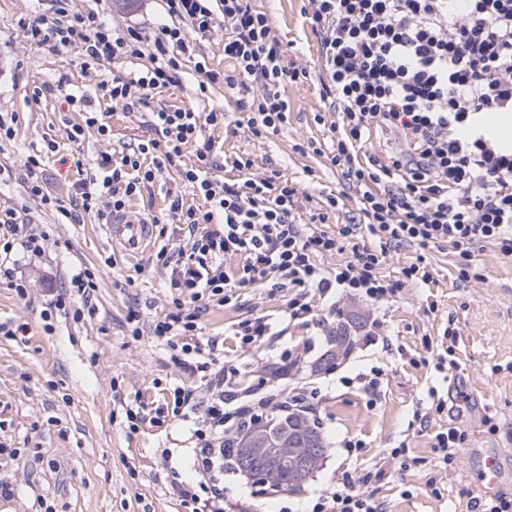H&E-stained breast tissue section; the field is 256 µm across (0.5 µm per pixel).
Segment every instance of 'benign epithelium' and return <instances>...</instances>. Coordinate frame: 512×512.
I'll return each instance as SVG.
<instances>
[{
    "label": "benign epithelium",
    "instance_id": "benign-epithelium-1",
    "mask_svg": "<svg viewBox=\"0 0 512 512\" xmlns=\"http://www.w3.org/2000/svg\"><path fill=\"white\" fill-rule=\"evenodd\" d=\"M360 328L361 321L358 316H346L342 330L328 343L327 349L310 368L321 371L328 363L341 364L349 343ZM239 455L244 476L253 482L264 483L282 467H288L290 493L304 489L323 459L322 449L306 437V417L303 415L288 420V432L277 435L271 433L265 424H256L248 434L240 438Z\"/></svg>",
    "mask_w": 512,
    "mask_h": 512
}]
</instances>
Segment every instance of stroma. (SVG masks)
Here are the masks:
<instances>
[{"label":"stroma","instance_id":"1","mask_svg":"<svg viewBox=\"0 0 512 512\" xmlns=\"http://www.w3.org/2000/svg\"><path fill=\"white\" fill-rule=\"evenodd\" d=\"M252 5L271 19L287 60L311 72L310 80L282 89L290 107L287 124L269 139L247 138L235 130L240 118L236 91L215 84L198 96L191 74L164 90L160 100L223 111L224 125L212 136L223 142L226 155L251 158L256 171L277 169L297 182L302 211L336 194L339 205L325 226L334 231L357 214L355 193L325 157L293 149L310 139L327 141L334 119L322 100L326 73L320 37L304 22L308 2L252 0ZM74 6L96 9L116 26L140 23L156 29L166 20L162 0H74ZM45 10L41 0H0V113L16 117L15 140L0 144V206L20 209L26 223L51 230L46 252L20 266L26 296L0 282V324L27 327L17 337L0 335V442L23 451L20 463L0 464V476H11L17 468L25 471L13 496L0 498V512H40L41 496L56 512H185L157 476L166 468L161 449L193 447L187 429L168 416L156 426L129 430L122 407L138 393L158 401L162 389L201 383L200 373L172 360L164 343L146 331L171 309L168 278L155 250L149 247L127 258L109 244L96 213L84 212L77 222H68L33 200L24 178L26 156L55 140L59 150L44 159L40 172L47 192L69 205L74 182L95 174L100 152L154 132L147 112L117 106L108 117L110 141L93 130L79 142L68 140V127L79 122V115L62 98L38 97L34 90L45 81L81 86L89 77L80 49L48 54L24 39L26 25ZM170 189L181 191L186 203L197 201L170 171L151 196L131 201L130 211L145 218L163 215ZM473 252L477 274L462 279L452 246L432 250L434 284H406L387 303L344 298L331 305L316 299L311 313L290 323L283 311L294 291L287 287L272 294L244 290L235 305L208 310L202 334L223 336L226 357L247 376L271 377L291 400L317 391L308 416L319 421L329 448L322 467L299 494H260L243 474L225 473L224 512H310L319 495L356 482L364 473L371 476L368 491L384 501L387 512H480V452L495 447L503 451V489L512 492V260L486 243L475 244ZM83 269L96 276L94 315L80 322L60 315L52 331H45L42 310ZM354 309L366 320L383 321L387 340L361 339L335 371L310 374L307 364L323 352L338 312ZM134 312L145 328L137 337L127 324ZM256 316L268 320L272 336L257 348L240 346L233 336L236 323ZM450 324L458 330L457 365L441 377L427 358L423 339H441ZM288 351L293 357L287 362L283 356ZM373 368L380 373L374 403L355 381L357 374ZM432 389L443 398L460 391L468 401L459 414L436 416L423 428L415 413L428 406ZM489 416L499 425L493 435L483 425ZM452 426L465 430L468 438L448 469L410 466L407 456L392 454L404 445L408 456L432 457L434 435ZM350 439L361 440L362 448L347 452L344 443Z\"/></svg>","mask_w":512,"mask_h":512}]
</instances>
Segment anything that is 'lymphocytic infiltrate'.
Listing matches in <instances>:
<instances>
[{
	"label": "lymphocytic infiltrate",
	"instance_id": "1",
	"mask_svg": "<svg viewBox=\"0 0 512 512\" xmlns=\"http://www.w3.org/2000/svg\"><path fill=\"white\" fill-rule=\"evenodd\" d=\"M51 17H36L25 39L51 53L76 46L86 64L149 59L144 69L100 80L90 91L57 85L69 110L79 113L68 138L86 129L110 139L101 109H149L157 136L103 151L96 164L102 181L80 182L81 206L101 218L125 212L175 170L203 200L186 204L173 195L165 217H152L156 261L167 269L172 312L155 322L171 358L197 360L206 389L177 387L170 413L187 425L193 478L170 469L163 481L187 512H224V441L266 411L280 406L282 392L270 381L244 384L240 369L221 360L223 338L197 337L204 306L225 307L239 291L284 287L296 294L289 320L309 313L310 291L373 302L393 299L406 283H433L424 255L398 276L383 274L389 245L412 243L427 250L452 245L460 277L475 270L474 243L484 242L512 259V148L484 130L490 114H512V0H309L305 19L321 38L328 74L324 98L336 119L326 151L331 165L358 192L360 224L324 230L339 199L328 194L323 208L300 219L299 189L281 171L257 173L247 158H235L237 178L218 179L224 150L204 138L205 128L224 124L223 113L192 108L152 109L163 89L179 85L186 63L199 76L198 90L224 84L236 89L238 128L264 140L288 121L284 84L308 78L306 66L286 62L266 13L251 0H163L170 24L158 34L112 25L98 11L81 12L74 0H49ZM224 31V57L232 67L211 69L197 42ZM409 140L406 152L387 159L368 149L376 129ZM194 162H186V154ZM48 231L32 228L16 209L0 208V275L18 295L25 281L15 264L44 253ZM349 251L348 260L325 268L324 258ZM312 512H386L363 483L320 495Z\"/></svg>",
	"mask_w": 512,
	"mask_h": 512
}]
</instances>
